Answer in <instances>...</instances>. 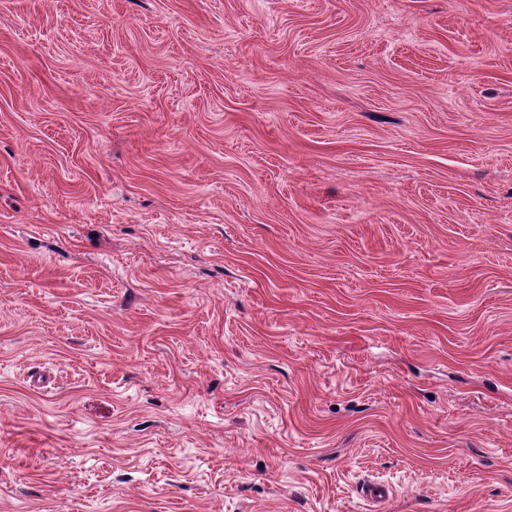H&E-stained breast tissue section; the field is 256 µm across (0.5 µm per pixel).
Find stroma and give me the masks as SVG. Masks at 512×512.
Returning a JSON list of instances; mask_svg holds the SVG:
<instances>
[{
  "label": "stroma",
  "instance_id": "obj_1",
  "mask_svg": "<svg viewBox=\"0 0 512 512\" xmlns=\"http://www.w3.org/2000/svg\"><path fill=\"white\" fill-rule=\"evenodd\" d=\"M0 512H512V0H0Z\"/></svg>",
  "mask_w": 512,
  "mask_h": 512
}]
</instances>
